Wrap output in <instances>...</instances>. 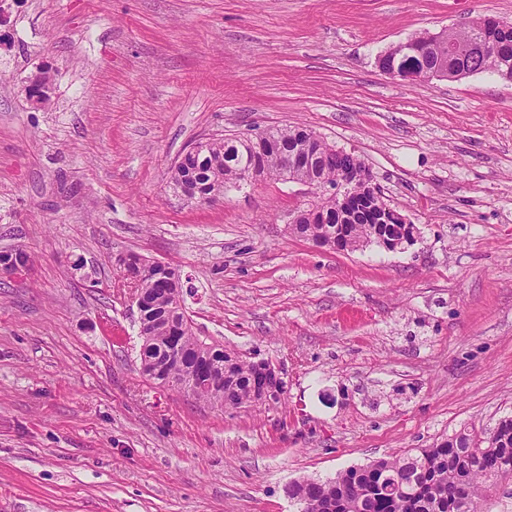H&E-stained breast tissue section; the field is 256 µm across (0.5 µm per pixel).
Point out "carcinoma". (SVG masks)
Segmentation results:
<instances>
[{"label":"carcinoma","instance_id":"obj_1","mask_svg":"<svg viewBox=\"0 0 512 512\" xmlns=\"http://www.w3.org/2000/svg\"><path fill=\"white\" fill-rule=\"evenodd\" d=\"M459 54L448 55L439 33L414 36L398 44L378 58L379 68L388 73L412 68L431 72L448 65V73L496 72L512 69V23L490 18L479 19L459 28L448 29ZM261 150L234 139L210 141L204 150L186 158L174 167L170 185L180 184L184 173L192 171L204 190L227 187L233 172L241 167L260 165L269 178H282V155L308 135L302 127H275L262 131ZM320 167L304 176L321 175L331 182L339 174L358 176L350 192L361 211L340 224L342 212L336 199H320V211L327 220L316 218L311 224H300L301 237L337 245L342 251H355L369 240L389 238L399 233V224L388 223L385 203L367 195L359 179L366 165L354 155L340 151L328 143L321 145ZM169 297L161 287L148 296L145 326L151 344L141 348V360L155 358L169 348L173 337L182 340L183 357L171 369L181 381H189L198 368L195 347L201 338L183 314L168 313ZM211 361L229 365L235 402H252L250 360L235 358V353L220 344L205 343ZM512 480V417L480 434L463 429L454 436L415 454L395 455L371 464L352 467L333 479H304L288 485V498L298 506L297 512H478L484 484L490 479Z\"/></svg>","mask_w":512,"mask_h":512}]
</instances>
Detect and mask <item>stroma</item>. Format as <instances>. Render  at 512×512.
Here are the masks:
<instances>
[{"label":"stroma","instance_id":"35a3bbf8","mask_svg":"<svg viewBox=\"0 0 512 512\" xmlns=\"http://www.w3.org/2000/svg\"><path fill=\"white\" fill-rule=\"evenodd\" d=\"M479 17L512 0H0V252L31 257L0 276V512H296L291 482L512 416V84L377 65ZM286 125L418 241L296 238L285 181L173 195L192 144ZM127 251L176 270L196 335L279 365L282 403L149 380Z\"/></svg>","mask_w":512,"mask_h":512}]
</instances>
